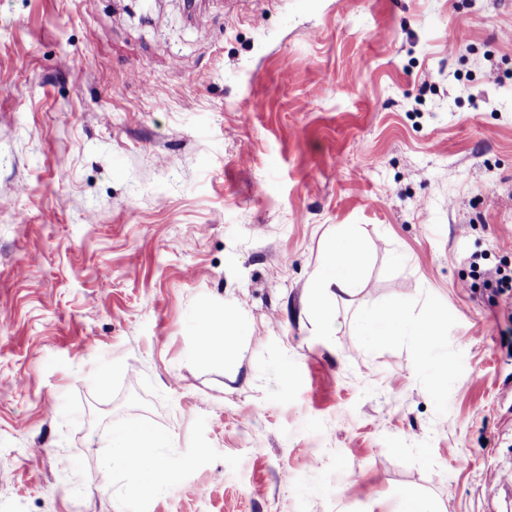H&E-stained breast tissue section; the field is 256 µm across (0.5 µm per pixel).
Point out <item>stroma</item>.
<instances>
[{"label":"stroma","mask_w":512,"mask_h":512,"mask_svg":"<svg viewBox=\"0 0 512 512\" xmlns=\"http://www.w3.org/2000/svg\"><path fill=\"white\" fill-rule=\"evenodd\" d=\"M1 87L0 512H512V0H0ZM143 432L163 488L100 483ZM363 263L364 250L357 234L347 232L331 238L327 258L317 267L310 283L311 297L327 333L332 330L335 320L327 301L344 296L354 300L361 295ZM444 321L439 314L409 317L403 313L402 304L385 302L364 305L355 329L372 346L386 339L407 336L415 350L422 354L435 343L436 336H441ZM242 335H244V327L236 320L225 315L224 330H222V333L216 334L210 330L204 338H200L197 348L200 352H206L211 355L219 351L217 345L222 347L225 345L226 351V348L236 345L238 336ZM159 438L151 433H141L134 436L120 435L114 441L112 462L118 461L127 467L141 469L149 468L155 477L164 472V465L157 452ZM131 448H138L136 452ZM153 461V467L150 466Z\"/></svg>","instance_id":"35a3bbf8"}]
</instances>
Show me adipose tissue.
<instances>
[{
  "label": "adipose tissue",
  "instance_id": "ef3b65f1",
  "mask_svg": "<svg viewBox=\"0 0 512 512\" xmlns=\"http://www.w3.org/2000/svg\"><path fill=\"white\" fill-rule=\"evenodd\" d=\"M364 250L357 234L347 232L332 238L327 246V257L317 267L310 283L311 297L325 330H332L334 318L327 305L329 299L346 297L356 299L361 294L360 269ZM444 319L440 315L409 317L397 302L366 305L355 323V329L368 344L386 339L408 338L417 352H425L441 333ZM159 439L150 433L116 437L112 458L130 468L151 467L153 481L137 487V494L155 492L158 475L164 466L157 452Z\"/></svg>",
  "mask_w": 512,
  "mask_h": 512
}]
</instances>
